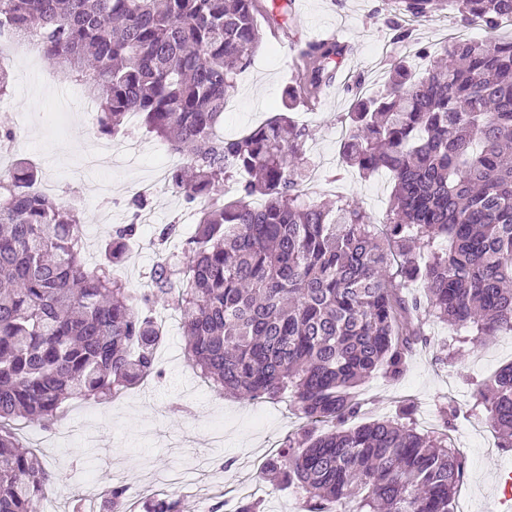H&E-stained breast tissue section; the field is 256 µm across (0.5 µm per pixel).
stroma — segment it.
<instances>
[{
	"mask_svg": "<svg viewBox=\"0 0 512 512\" xmlns=\"http://www.w3.org/2000/svg\"><path fill=\"white\" fill-rule=\"evenodd\" d=\"M277 15L276 42L263 45L251 65L237 78L224 112V135L235 138L264 123L282 106L286 88L297 74L300 50L307 44L336 34L350 52L341 70L350 80L362 79L371 93L388 77L393 61L412 56L421 48L440 50L455 36L483 37L475 25H463L447 11L432 13L409 23L388 0H263ZM411 24L410 38L396 39L392 23ZM13 108L0 110V126L25 122L24 144L18 156L37 166L40 178L59 181V200L77 195L84 201L81 223L86 252L97 256L102 240L114 225L124 223L125 209L134 183L156 176L166 159L162 144L148 138L145 155L128 167L114 165L109 151H101L96 173L82 174V155L101 137L83 122L80 109L87 97L78 90L71 99L73 115L66 129L50 119L51 103L68 81L57 75L56 66L39 58L33 70L10 67ZM352 94L347 83L330 84L317 96L316 111L298 101L295 119L306 125L310 136L306 155L321 174L310 187L311 200L337 197L359 200L374 223H381L389 206L391 186L384 174L369 178L344 167L340 160L342 137ZM152 232L139 231L126 246L127 259L118 267L129 287L142 289L156 262ZM157 320L168 328L156 352L159 376L125 390L115 405H97V414L84 416V402L69 401L72 435L59 448L43 447L41 458L57 470V491L80 486L87 473L118 480L126 486L128 502L144 504L156 496L173 494L183 512H205L220 501L222 492L241 482L252 484L266 512H295L290 491L265 481L259 457L264 448L278 445L297 430L301 420L287 402L265 399L242 401L215 392L185 362L180 315L158 302ZM427 341L418 343L406 356L402 375L395 380L375 375L358 388L362 408L350 426L375 418H397L410 410L418 431L443 427L439 410H457L448 435L469 460L463 484L454 502L464 512H502L500 476L512 473V453L504 452L484 416L472 415L471 395L476 385L512 363V337L493 336L486 342L467 345L454 361H446L441 345L447 326L424 321ZM192 468L188 486L171 491L149 484L156 472L171 465Z\"/></svg>",
	"mask_w": 512,
	"mask_h": 512,
	"instance_id": "35a3bbf8",
	"label": "stroma"
}]
</instances>
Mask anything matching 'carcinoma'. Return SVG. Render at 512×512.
<instances>
[{"label":"carcinoma","mask_w":512,"mask_h":512,"mask_svg":"<svg viewBox=\"0 0 512 512\" xmlns=\"http://www.w3.org/2000/svg\"><path fill=\"white\" fill-rule=\"evenodd\" d=\"M495 30L512 0H398ZM276 23L261 0H0V35L36 29L42 52L97 106V133L145 130L186 163L168 176L200 218L181 252L134 292L115 276L138 225L116 226L90 268L80 208L32 192L38 169L0 174V512H41L57 482L18 422L44 429L71 399L110 401L154 370L158 299L181 314L184 356L221 395L291 398L309 424L262 465L302 512H454L465 457L448 434L382 419L343 430L357 388L399 377L423 335L412 316L512 335V38L454 39L421 69L400 60L378 95L357 94L342 162L392 184L383 234L354 199L311 201L296 93L317 94L346 45L308 48L283 109L235 139L218 134L236 76ZM228 180L239 197L213 201ZM421 282L423 296L404 292ZM499 447L512 449V364L475 392ZM179 500L145 512H180ZM98 512H127L110 487Z\"/></svg>","instance_id":"1"}]
</instances>
